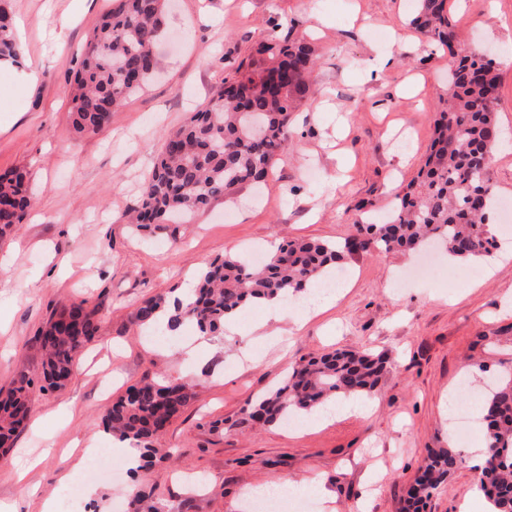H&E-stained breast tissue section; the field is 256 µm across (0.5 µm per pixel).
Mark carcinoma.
Returning <instances> with one entry per match:
<instances>
[{"label":"carcinoma","instance_id":"carcinoma-1","mask_svg":"<svg viewBox=\"0 0 512 512\" xmlns=\"http://www.w3.org/2000/svg\"><path fill=\"white\" fill-rule=\"evenodd\" d=\"M168 0H112L79 58L72 125L93 135L111 124L112 112L142 89L156 72L155 44ZM410 25L448 50V98L434 120L435 136L418 176L396 190L383 219H363L344 242L295 240L280 244L255 267L238 254L205 266L186 305L170 306L158 294L141 302L134 318L155 326L171 312L173 331L184 324L201 334L224 330L225 318L253 301L296 296L358 251L402 252L445 244L460 262L491 256L496 236L487 230L494 186L487 177L497 138L499 76L493 60L458 45L449 0H416ZM8 6L0 4V59L16 60ZM256 53L262 62L237 69V77L217 91L180 128L163 136L152 173L132 223L152 231L177 214L203 210L219 197L265 178L290 141L291 113L305 104V73L316 62L304 40L270 35ZM32 206L27 174H0V238L23 223ZM101 326L97 308L80 300L53 313L40 332L45 352L37 381L61 389L70 380L77 353L93 342ZM390 367L381 352L333 351L302 358L274 388L248 403L252 424L272 427L310 413L340 396L373 391ZM35 379L22 373L0 399V448L8 445L31 412ZM478 417L485 449L476 487L491 512H512V369L492 377ZM194 396L190 382L144 381L131 386L97 419L103 430L140 449L139 467L159 454L153 442ZM462 463L453 445L431 448L418 468L408 507L426 504ZM132 512H179L151 493L130 495Z\"/></svg>","mask_w":512,"mask_h":512}]
</instances>
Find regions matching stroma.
I'll use <instances>...</instances> for the list:
<instances>
[{"instance_id":"obj_1","label":"stroma","mask_w":512,"mask_h":512,"mask_svg":"<svg viewBox=\"0 0 512 512\" xmlns=\"http://www.w3.org/2000/svg\"><path fill=\"white\" fill-rule=\"evenodd\" d=\"M25 20L21 59L39 61L35 86L0 68V172L27 170L35 206L0 241V388L41 370L38 331L49 315L88 299L103 319L75 358L61 390H33L31 420L0 455V502L20 512L61 503L88 443L111 437L94 419L143 379L188 381L194 397L154 442L162 458L131 475H104L93 498L111 512L133 481L181 512H248L245 487L321 474L333 495L315 512H405L407 492L428 449L443 448L448 391L471 362L489 371L512 365V260L449 261L360 252L347 257L335 304L300 331L263 321L260 362L212 337L194 362L180 337L146 338L135 308L156 294L182 292L186 276L229 253L300 238L348 236L361 209L379 211L416 177L429 149L435 112L447 90L448 58L408 27L412 0H176L155 47L157 72L112 114L110 126L77 136L69 110L78 54L111 0H8ZM459 47L488 53L500 74L498 124L512 135V0H450ZM70 16L66 28L56 22ZM310 41L318 56L307 77L308 102L291 118L294 139L261 190L246 185L178 226L136 232L125 214L137 207L162 135L179 128L223 80L256 62L269 34ZM394 66L385 80L365 70L377 54ZM497 333L485 347L482 334ZM370 350L392 365L367 416L331 424L257 428L243 420L248 402L271 389L300 358L333 350ZM463 463L425 512H459L475 490L479 462ZM35 488L21 498V484Z\"/></svg>"}]
</instances>
